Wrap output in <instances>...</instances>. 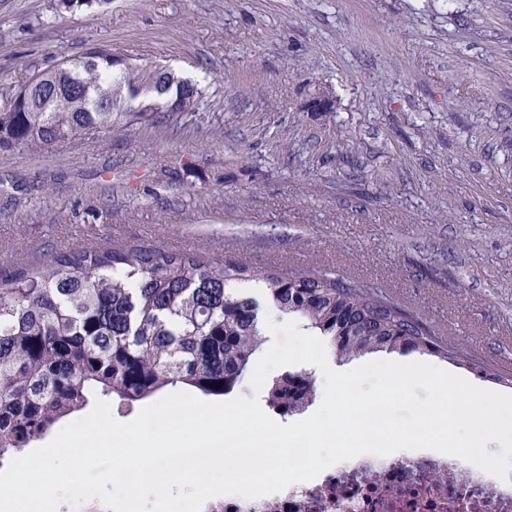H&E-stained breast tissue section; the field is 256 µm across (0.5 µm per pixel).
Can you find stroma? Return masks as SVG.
Masks as SVG:
<instances>
[{
	"label": "stroma",
	"mask_w": 512,
	"mask_h": 512,
	"mask_svg": "<svg viewBox=\"0 0 512 512\" xmlns=\"http://www.w3.org/2000/svg\"><path fill=\"white\" fill-rule=\"evenodd\" d=\"M55 3L0 0V91L105 42L203 99L0 151V269L82 243L328 272L512 394V0Z\"/></svg>",
	"instance_id": "1"
}]
</instances>
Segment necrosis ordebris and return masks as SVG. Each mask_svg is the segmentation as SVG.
Listing matches in <instances>:
<instances>
[{
    "label": "necrosis or debris",
    "mask_w": 512,
    "mask_h": 512,
    "mask_svg": "<svg viewBox=\"0 0 512 512\" xmlns=\"http://www.w3.org/2000/svg\"><path fill=\"white\" fill-rule=\"evenodd\" d=\"M202 512H512V482L442 452L362 454L278 492L211 498Z\"/></svg>",
    "instance_id": "necrosis-or-debris-1"
}]
</instances>
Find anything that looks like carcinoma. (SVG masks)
I'll return each instance as SVG.
<instances>
[{
	"label": "carcinoma",
	"mask_w": 512,
	"mask_h": 512,
	"mask_svg": "<svg viewBox=\"0 0 512 512\" xmlns=\"http://www.w3.org/2000/svg\"><path fill=\"white\" fill-rule=\"evenodd\" d=\"M56 96L27 82L0 96V150L112 132L133 121L193 113L202 91L164 66L107 44L39 71ZM265 304L325 337L338 360L377 351L443 358L448 346L376 290L321 272H289L139 248L75 245L0 272V458L43 439L95 400L129 409L172 391L222 398L264 343ZM315 399L307 372L275 381L280 414Z\"/></svg>",
	"instance_id": "1"
}]
</instances>
